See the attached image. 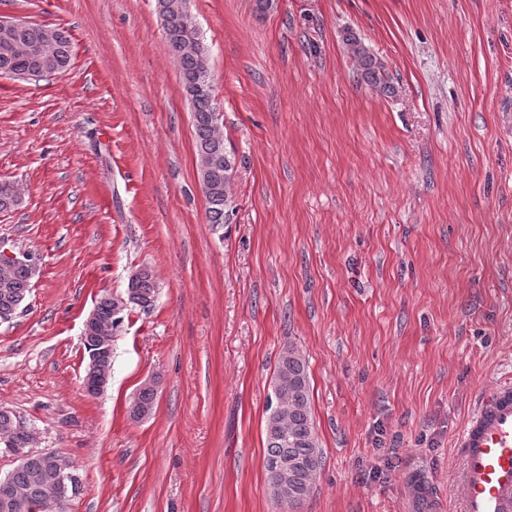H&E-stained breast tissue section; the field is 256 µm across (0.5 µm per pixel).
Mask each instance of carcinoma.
Instances as JSON below:
<instances>
[{"label": "carcinoma", "instance_id": "1", "mask_svg": "<svg viewBox=\"0 0 512 512\" xmlns=\"http://www.w3.org/2000/svg\"><path fill=\"white\" fill-rule=\"evenodd\" d=\"M156 7L191 105L206 218L213 227H222L234 213L228 187L235 162L224 143V114L213 92L209 52L188 11L187 0H156ZM42 39L38 27L15 30L9 49L0 48V70L7 68L16 75L27 72L31 52ZM53 40L54 46L45 56L47 75L66 69L72 58V42L66 31L53 30ZM346 45L359 67L361 79L376 92L394 93L383 63L353 35L346 38ZM139 271L140 275L129 277L124 295H104L96 304L85 349L89 356L87 370L98 379L112 378V342L123 323L124 311L131 305L149 309L157 298L158 285L152 269L142 265ZM35 274L36 270L29 265L0 261V320L7 321L18 311ZM274 394L276 403L265 429V469L276 502L281 505L288 500L298 506L310 493L322 455L311 415L308 365L295 349L279 359ZM156 398L155 382L142 384L130 404V417L139 420L149 416ZM20 421L12 411L0 409V453L11 450L27 454L16 460L10 472L12 501L8 512H33L32 505L36 503L42 512H67V504L61 503L65 490L59 473L76 472L73 462L60 453L49 460L31 451L33 435L20 429ZM282 468L288 469L285 487L274 476L275 470Z\"/></svg>", "mask_w": 512, "mask_h": 512}]
</instances>
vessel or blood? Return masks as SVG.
Returning a JSON list of instances; mask_svg holds the SVG:
<instances>
[{"mask_svg": "<svg viewBox=\"0 0 512 512\" xmlns=\"http://www.w3.org/2000/svg\"><path fill=\"white\" fill-rule=\"evenodd\" d=\"M451 492L461 512H512V384L499 386L463 428Z\"/></svg>", "mask_w": 512, "mask_h": 512, "instance_id": "obj_1", "label": "vessel or blood"}]
</instances>
